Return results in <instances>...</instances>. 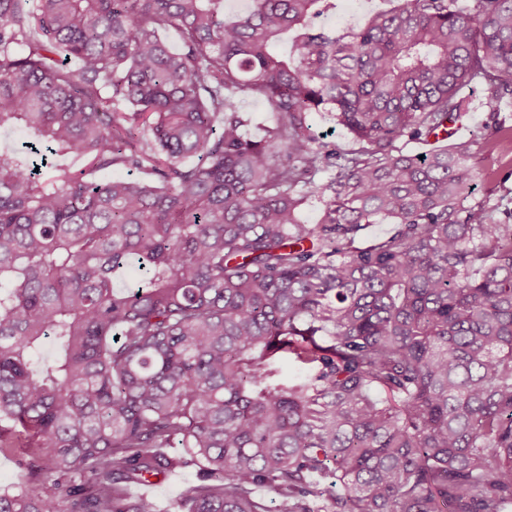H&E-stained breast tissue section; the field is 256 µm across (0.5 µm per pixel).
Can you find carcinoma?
Segmentation results:
<instances>
[{
    "label": "carcinoma",
    "mask_w": 512,
    "mask_h": 512,
    "mask_svg": "<svg viewBox=\"0 0 512 512\" xmlns=\"http://www.w3.org/2000/svg\"><path fill=\"white\" fill-rule=\"evenodd\" d=\"M335 10L0 0V132L33 136L0 148V512H158L128 487L188 465L178 512L512 506V224L431 146L465 86L512 98V0L314 26ZM245 116L250 119L247 130L252 135H262L263 129L270 125L274 120V113L271 112L269 105L263 101H255L248 104L245 108ZM310 124L312 134L319 141L335 143L344 150L357 147L346 130L336 125V121L331 119L326 112H313ZM329 129H332V132H329ZM23 477L16 457L0 455V492L11 491Z\"/></svg>",
    "instance_id": "carcinoma-1"
}]
</instances>
